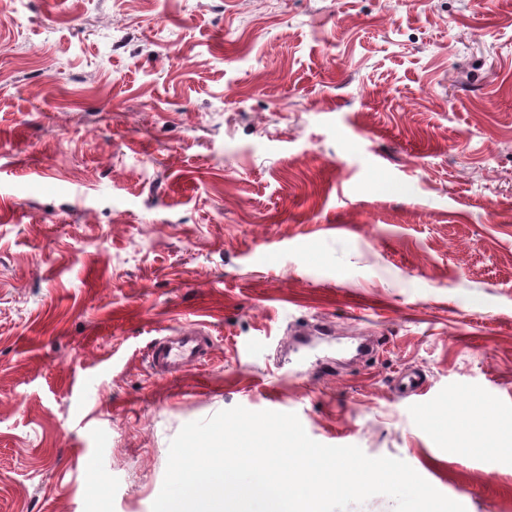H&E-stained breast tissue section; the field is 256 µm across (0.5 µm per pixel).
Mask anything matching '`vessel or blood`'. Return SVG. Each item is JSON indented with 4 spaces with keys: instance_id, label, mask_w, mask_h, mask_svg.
<instances>
[{
    "instance_id": "obj_1",
    "label": "vessel or blood",
    "mask_w": 512,
    "mask_h": 512,
    "mask_svg": "<svg viewBox=\"0 0 512 512\" xmlns=\"http://www.w3.org/2000/svg\"><path fill=\"white\" fill-rule=\"evenodd\" d=\"M212 351L213 340L208 332L190 330L174 342L165 336L158 338L151 348L149 363L156 374H176L201 364Z\"/></svg>"
}]
</instances>
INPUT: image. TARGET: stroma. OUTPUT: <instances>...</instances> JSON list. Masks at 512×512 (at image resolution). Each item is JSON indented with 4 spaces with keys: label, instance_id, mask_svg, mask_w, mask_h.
<instances>
[{
    "label": "stroma",
    "instance_id": "1",
    "mask_svg": "<svg viewBox=\"0 0 512 512\" xmlns=\"http://www.w3.org/2000/svg\"><path fill=\"white\" fill-rule=\"evenodd\" d=\"M235 406L512 512L440 424L512 427V0H0V512H151ZM213 345L212 337L202 330L186 331L176 342H171L168 336H163L153 344L149 363L158 375L184 372L209 358Z\"/></svg>",
    "mask_w": 512,
    "mask_h": 512
}]
</instances>
